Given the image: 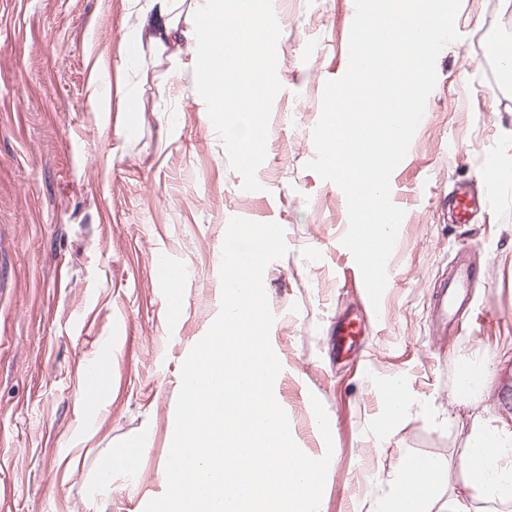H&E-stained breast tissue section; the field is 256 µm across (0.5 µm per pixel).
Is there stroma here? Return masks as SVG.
Instances as JSON below:
<instances>
[{"mask_svg":"<svg viewBox=\"0 0 512 512\" xmlns=\"http://www.w3.org/2000/svg\"><path fill=\"white\" fill-rule=\"evenodd\" d=\"M149 0H0V512H143L165 488L181 367L219 314L231 218L274 222L286 254L265 269L282 364L274 395L295 442L331 453L322 512H378L404 455L458 460L479 414L512 429V0H462L460 38L436 61L428 110L391 191L405 212L380 308L342 238L345 195L308 170L327 81L348 67L351 0H281L269 55L282 84L258 114L248 164L227 150L199 88L198 47L142 41L123 66ZM111 77L100 111L92 77ZM140 119L124 129L125 109ZM503 174L496 207L452 220L449 197ZM168 254L181 282L156 280ZM475 270L447 336L433 288L454 263ZM183 294L178 320L164 300ZM371 326L337 359L341 315ZM112 356L104 395L81 401L82 371ZM491 371L469 405L451 399L458 359ZM407 385L410 408L381 431L382 388ZM322 402L331 441L311 406ZM141 440L133 468L98 461Z\"/></svg>","mask_w":512,"mask_h":512,"instance_id":"obj_1","label":"stroma"}]
</instances>
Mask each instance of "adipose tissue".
I'll return each mask as SVG.
<instances>
[{"label": "adipose tissue", "instance_id": "1", "mask_svg": "<svg viewBox=\"0 0 512 512\" xmlns=\"http://www.w3.org/2000/svg\"><path fill=\"white\" fill-rule=\"evenodd\" d=\"M139 20L140 33L157 44L185 42L201 46L198 69L215 123L227 147L243 162L257 155L264 129L256 118L259 107L280 93L281 85L267 70L270 39L267 12L272 0H203L197 23L180 27L181 0H150ZM229 38L236 52L233 65L211 53L207 44ZM462 486L480 502L512 506V431L474 416L466 448L457 464L428 457L405 456L380 512H427V502L440 488Z\"/></svg>", "mask_w": 512, "mask_h": 512}]
</instances>
